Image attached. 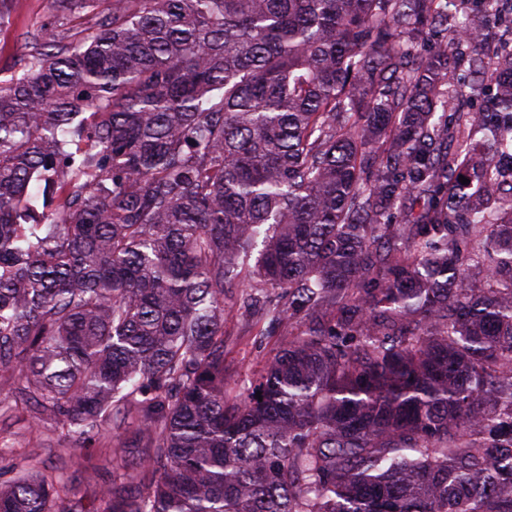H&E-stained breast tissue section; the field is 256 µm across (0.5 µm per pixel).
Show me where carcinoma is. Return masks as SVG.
<instances>
[{
    "mask_svg": "<svg viewBox=\"0 0 512 512\" xmlns=\"http://www.w3.org/2000/svg\"><path fill=\"white\" fill-rule=\"evenodd\" d=\"M50 4L0 83V382L82 451L136 420L95 512H512V10ZM233 290L295 332L232 396ZM42 453L0 512H89Z\"/></svg>",
    "mask_w": 512,
    "mask_h": 512,
    "instance_id": "carcinoma-1",
    "label": "carcinoma"
}]
</instances>
